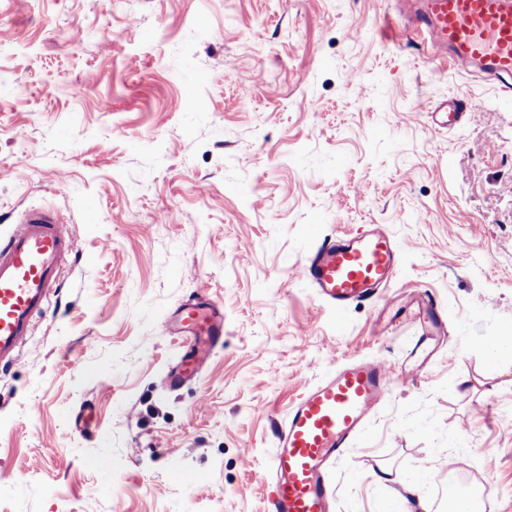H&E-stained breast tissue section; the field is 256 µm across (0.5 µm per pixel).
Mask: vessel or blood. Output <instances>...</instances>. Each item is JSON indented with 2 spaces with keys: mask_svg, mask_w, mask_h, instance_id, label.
Here are the masks:
<instances>
[{
  "mask_svg": "<svg viewBox=\"0 0 512 512\" xmlns=\"http://www.w3.org/2000/svg\"><path fill=\"white\" fill-rule=\"evenodd\" d=\"M414 31L449 52L460 70L484 67L498 77H512V0H401ZM475 100L428 101L421 109L444 127L457 125ZM74 241L68 224L49 209L19 212L8 235L0 237V365L10 363L30 336L33 320L57 285L65 256ZM401 248L380 225L357 235L326 237L303 259L305 280L316 296L344 314L355 302L380 301L392 282ZM426 315H413L416 336L404 342L407 357L425 351L433 336L447 334L448 316L434 296L424 300ZM178 332L184 352L175 366L192 377L224 341V308L207 291L178 306L162 320ZM396 384L384 362L356 358L332 369L292 403L274 423L275 450L261 475L271 486L266 512H331L334 492L328 469L361 435L371 414ZM428 487L448 499L459 491L449 471L425 470Z\"/></svg>",
  "mask_w": 512,
  "mask_h": 512,
  "instance_id": "1",
  "label": "vessel or blood"
}]
</instances>
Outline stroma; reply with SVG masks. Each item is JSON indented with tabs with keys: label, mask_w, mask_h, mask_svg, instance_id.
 <instances>
[{
	"label": "stroma",
	"mask_w": 512,
	"mask_h": 512,
	"mask_svg": "<svg viewBox=\"0 0 512 512\" xmlns=\"http://www.w3.org/2000/svg\"><path fill=\"white\" fill-rule=\"evenodd\" d=\"M395 10L0 0V235L44 207L75 244L0 370V512H266L274 420L350 358L400 370L408 288L446 306L448 341L332 465L333 512L447 465L512 512V353H487L512 335V79L382 32ZM451 96L480 102L453 129L419 110ZM370 224L401 247L391 303L340 319L302 260ZM202 289L224 344L172 389L161 321Z\"/></svg>",
	"instance_id": "1"
}]
</instances>
